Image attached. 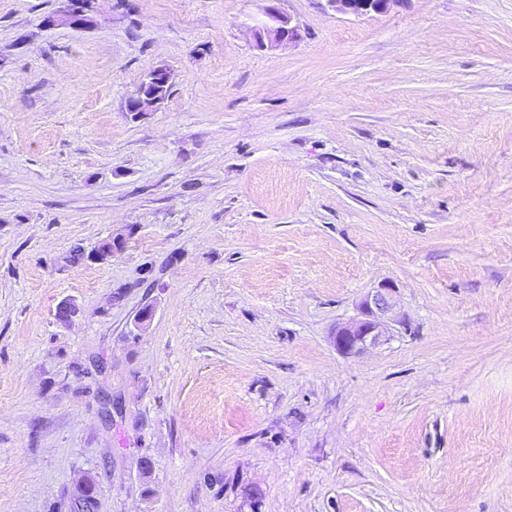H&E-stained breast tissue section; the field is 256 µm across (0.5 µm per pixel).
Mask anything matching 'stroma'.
Here are the masks:
<instances>
[{
    "instance_id": "1",
    "label": "stroma",
    "mask_w": 512,
    "mask_h": 512,
    "mask_svg": "<svg viewBox=\"0 0 512 512\" xmlns=\"http://www.w3.org/2000/svg\"><path fill=\"white\" fill-rule=\"evenodd\" d=\"M61 7L0 0V512H512V0ZM67 2L64 9L43 17L44 27L54 29L68 27L73 30L88 29L93 24L92 14L96 11L99 0H63ZM268 1L270 4L265 10L267 20L262 21L254 28L257 46L261 49H277L295 42L299 38L297 27L291 24L289 17L279 12L274 5L276 0ZM337 12L355 16L385 13L394 0H327ZM170 73L165 68L151 71L143 79L136 94L129 100L127 109L130 112H151L159 108L165 99L161 97L160 88L169 87ZM393 291L388 284L373 289L361 303L365 318L336 328L333 341L340 353L345 356L360 355L384 340L387 329L383 319L392 308Z\"/></svg>"
}]
</instances>
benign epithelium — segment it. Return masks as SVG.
<instances>
[{
    "instance_id": "7a95c632",
    "label": "benign epithelium",
    "mask_w": 512,
    "mask_h": 512,
    "mask_svg": "<svg viewBox=\"0 0 512 512\" xmlns=\"http://www.w3.org/2000/svg\"><path fill=\"white\" fill-rule=\"evenodd\" d=\"M64 9L43 17L44 27L54 29L68 27L73 30H84L93 24L92 14L96 11L98 0H66ZM276 0H269L265 10L266 20L254 28L257 46L261 49H277L296 41L299 38L297 27L291 24L290 18L279 12L274 5ZM336 11L355 16L370 13H384L389 9L392 0H328ZM170 73L165 68L151 71L143 79L136 94L127 106L130 112H151L163 103L161 89L169 86ZM394 288L382 284L370 291L363 302L361 310L364 318L349 322L336 328L334 344L336 349L345 356H356L365 350L380 344L387 329L384 318L392 308Z\"/></svg>"
}]
</instances>
